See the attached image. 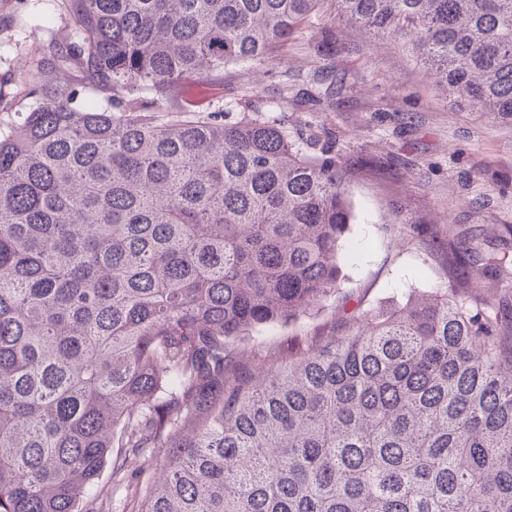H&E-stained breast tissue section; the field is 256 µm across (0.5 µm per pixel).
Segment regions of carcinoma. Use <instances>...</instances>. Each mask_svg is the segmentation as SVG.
Returning <instances> with one entry per match:
<instances>
[{
    "mask_svg": "<svg viewBox=\"0 0 512 512\" xmlns=\"http://www.w3.org/2000/svg\"><path fill=\"white\" fill-rule=\"evenodd\" d=\"M68 2L80 44L0 134V512H96L109 463L137 512H512V304L472 292L501 268L476 248L423 301L237 353L352 300L359 161L249 98L226 123L171 90L269 59L320 0ZM336 3L451 106L512 123V0ZM73 61L111 108L79 100ZM324 310L317 316H310L303 318L295 323L274 324L260 329L253 333V336H262L265 339L273 342L278 341L283 336H292L295 334H303L312 331L318 324L323 322L324 319L336 307V301L331 298L324 302Z\"/></svg>",
    "mask_w": 512,
    "mask_h": 512,
    "instance_id": "cac0c4a2",
    "label": "carcinoma"
}]
</instances>
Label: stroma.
Instances as JSON below:
<instances>
[{
	"mask_svg": "<svg viewBox=\"0 0 512 512\" xmlns=\"http://www.w3.org/2000/svg\"><path fill=\"white\" fill-rule=\"evenodd\" d=\"M80 41L68 0H0V131L42 104L40 78L58 47ZM218 96L276 105L290 136H329L341 155H366L380 174L347 184L353 220L341 287L392 307L448 283L431 234L502 257L497 289L512 293V127L451 109L407 46L360 32L322 0L311 24L271 61L228 68Z\"/></svg>",
	"mask_w": 512,
	"mask_h": 512,
	"instance_id": "stroma-1",
	"label": "stroma"
}]
</instances>
